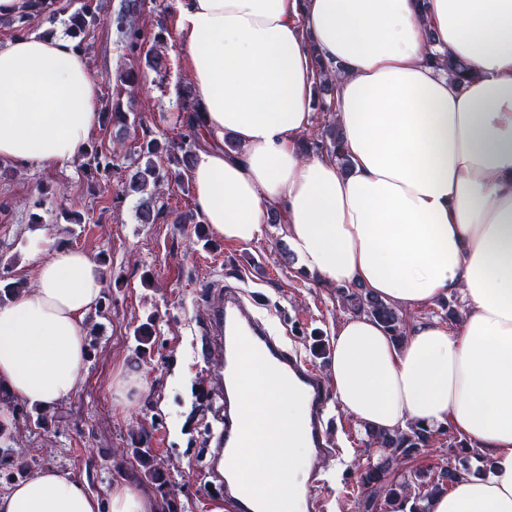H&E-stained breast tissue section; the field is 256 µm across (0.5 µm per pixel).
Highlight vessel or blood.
Returning <instances> with one entry per match:
<instances>
[{
	"mask_svg": "<svg viewBox=\"0 0 512 512\" xmlns=\"http://www.w3.org/2000/svg\"><path fill=\"white\" fill-rule=\"evenodd\" d=\"M242 330L250 342L274 367L290 380L303 386L308 395L311 417V441L317 462L336 455L333 441L323 428L327 389L322 378L297 356L283 351L266 326L253 313L248 302L235 290L224 291L213 303L199 326V343L203 358L211 368L218 391L228 390L234 371V332ZM238 436L235 414H228L218 431L217 457L232 454ZM214 503L219 512H259L255 501L232 482H225Z\"/></svg>",
	"mask_w": 512,
	"mask_h": 512,
	"instance_id": "b4317fda",
	"label": "vessel or blood"
}]
</instances>
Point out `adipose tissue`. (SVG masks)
Wrapping results in <instances>:
<instances>
[{
    "label": "adipose tissue",
    "mask_w": 512,
    "mask_h": 512,
    "mask_svg": "<svg viewBox=\"0 0 512 512\" xmlns=\"http://www.w3.org/2000/svg\"><path fill=\"white\" fill-rule=\"evenodd\" d=\"M204 146L189 172L225 241L279 233L301 270L404 309L460 299L456 322L409 321L396 344L363 312L331 339L329 379L359 426L452 428L490 460L431 512H512V0H178ZM475 66L449 80L426 61ZM343 65L334 112L349 160L304 154L317 62ZM98 83L69 39L0 47V159L66 162L89 139ZM239 144L225 152L224 138ZM38 287L0 303V392L65 400L86 358L102 274L85 253L34 247ZM0 512H154L138 488L104 497L54 468L0 493Z\"/></svg>",
    "instance_id": "ef3b65f1"
}]
</instances>
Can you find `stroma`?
Wrapping results in <instances>:
<instances>
[{"label":"stroma","mask_w":512,"mask_h":512,"mask_svg":"<svg viewBox=\"0 0 512 512\" xmlns=\"http://www.w3.org/2000/svg\"><path fill=\"white\" fill-rule=\"evenodd\" d=\"M77 6V0H53L54 25L41 15L21 26L0 22V47L21 34H63L62 21ZM143 12L166 29L165 75L146 69L142 54L123 48L109 23L86 39L99 102H120L128 117L112 169L95 171L81 154L65 163L0 161V275L33 291L37 243L108 260L98 308L85 318L89 349L81 383L61 403L19 404L11 450L0 453V492L18 482L17 465L24 461L34 473L56 468L95 495L115 483L136 486L153 500L155 512H164L169 501L177 512H210L208 437L218 402L207 392L211 373L196 337L213 290L239 288L254 296L284 346L323 376L329 372L331 335L352 309L341 304L336 288L285 258L287 242L277 231L242 245L214 235L199 238L196 224L178 223V216L196 209L188 175L165 183L157 223L138 222L136 200L123 197L121 186L140 161L143 140H178L181 96L193 87L177 0H144ZM131 69L143 75L133 87L120 82ZM36 199L42 220L33 224L30 204ZM75 212L82 223H70ZM143 325L150 332L144 345L134 334ZM129 376L142 381L146 394L122 398L113 392ZM326 417L341 452L324 464V512H385L383 499H371L360 485L362 470L377 459L364 430L335 404H328ZM139 439L160 463L165 485L134 474L130 451ZM462 454L442 433L393 477L400 482L416 473L427 476Z\"/></svg>","instance_id":"35a3bbf8"}]
</instances>
